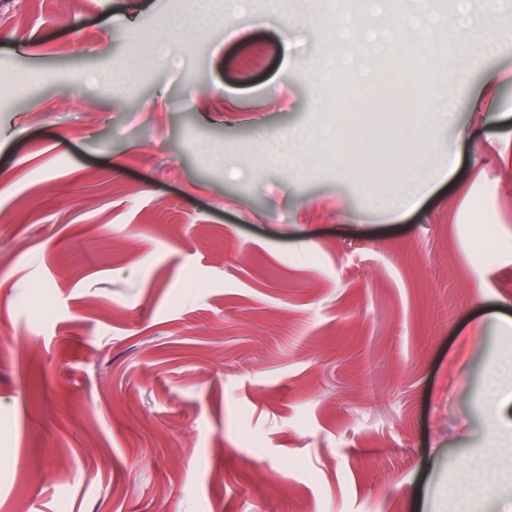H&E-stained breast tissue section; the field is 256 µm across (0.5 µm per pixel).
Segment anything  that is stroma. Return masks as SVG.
<instances>
[{
	"label": "stroma",
	"mask_w": 512,
	"mask_h": 512,
	"mask_svg": "<svg viewBox=\"0 0 512 512\" xmlns=\"http://www.w3.org/2000/svg\"><path fill=\"white\" fill-rule=\"evenodd\" d=\"M265 4L0 0V80L35 82L0 95V512H445L512 427L483 389L512 358V43L399 216L459 0L375 56L371 84L419 88L346 168L266 163L343 114L331 0Z\"/></svg>",
	"instance_id": "1"
}]
</instances>
